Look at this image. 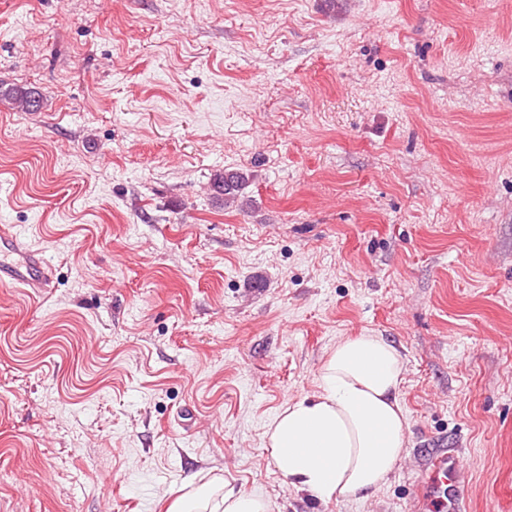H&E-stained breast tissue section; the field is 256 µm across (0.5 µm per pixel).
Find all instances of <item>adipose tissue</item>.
Segmentation results:
<instances>
[{"label":"adipose tissue","instance_id":"obj_1","mask_svg":"<svg viewBox=\"0 0 512 512\" xmlns=\"http://www.w3.org/2000/svg\"><path fill=\"white\" fill-rule=\"evenodd\" d=\"M316 382V393L286 402L265 433L275 470L289 487L322 501L377 491L405 449L398 349L372 333L341 340ZM169 512H269V503L228 489L215 505L195 509L177 497Z\"/></svg>","mask_w":512,"mask_h":512}]
</instances>
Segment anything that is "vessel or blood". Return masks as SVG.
I'll return each instance as SVG.
<instances>
[{"mask_svg":"<svg viewBox=\"0 0 512 512\" xmlns=\"http://www.w3.org/2000/svg\"><path fill=\"white\" fill-rule=\"evenodd\" d=\"M53 270L41 253L19 249L12 226L0 227V285L19 288L50 287ZM466 477L458 454L433 451L426 464L425 480L416 495L418 512H466Z\"/></svg>","mask_w":512,"mask_h":512,"instance_id":"1","label":"vessel or blood"}]
</instances>
